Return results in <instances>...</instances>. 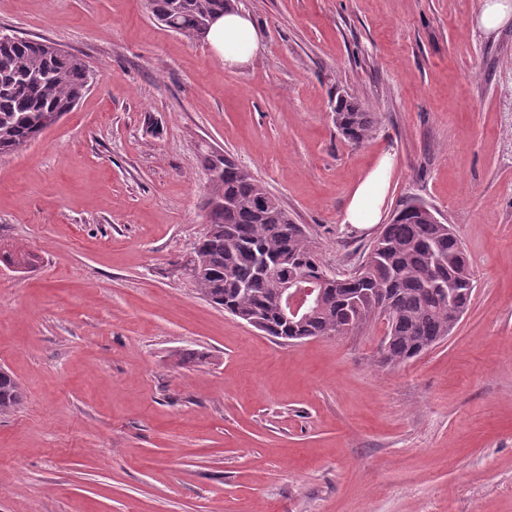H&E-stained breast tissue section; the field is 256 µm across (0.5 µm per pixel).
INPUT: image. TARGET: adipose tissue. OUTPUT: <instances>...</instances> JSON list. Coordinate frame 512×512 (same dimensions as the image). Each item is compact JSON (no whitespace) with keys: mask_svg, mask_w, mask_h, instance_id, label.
I'll return each instance as SVG.
<instances>
[{"mask_svg":"<svg viewBox=\"0 0 512 512\" xmlns=\"http://www.w3.org/2000/svg\"><path fill=\"white\" fill-rule=\"evenodd\" d=\"M208 41L228 68L247 64L261 48L254 23L238 12L219 18L210 29ZM391 166V155L383 154L375 168L352 189L342 214L343 223L359 229L379 223Z\"/></svg>","mask_w":512,"mask_h":512,"instance_id":"ef3b65f1","label":"adipose tissue"}]
</instances>
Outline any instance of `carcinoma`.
I'll return each instance as SVG.
<instances>
[{
	"label": "carcinoma",
	"mask_w": 512,
	"mask_h": 512,
	"mask_svg": "<svg viewBox=\"0 0 512 512\" xmlns=\"http://www.w3.org/2000/svg\"><path fill=\"white\" fill-rule=\"evenodd\" d=\"M153 16L189 40L200 24L237 10L236 0H147ZM54 42L0 32V155L18 153L72 111L94 80L85 62L52 51ZM335 124L355 144L368 141L377 117L356 98L336 99ZM207 180L204 233L193 250L196 292L230 315L284 342L344 336L381 319L387 325L380 364L396 366L446 339L448 310L464 313L474 288L466 252L451 225L428 223L405 205L349 277L329 284L324 305L295 322L284 320L278 296L287 276L324 272L316 246L280 200L246 169L221 152L204 154ZM23 394L0 368V415Z\"/></svg>",
	"instance_id": "obj_1"
}]
</instances>
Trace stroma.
Returning a JSON list of instances; mask_svg holds the SVG:
<instances>
[{
    "instance_id": "obj_1",
    "label": "stroma",
    "mask_w": 512,
    "mask_h": 512,
    "mask_svg": "<svg viewBox=\"0 0 512 512\" xmlns=\"http://www.w3.org/2000/svg\"><path fill=\"white\" fill-rule=\"evenodd\" d=\"M483 0H238L264 50L225 68L145 0H0L95 80L0 156V512H512V22ZM341 94L377 115L355 145ZM280 199L347 275L420 202L474 273L446 340L379 363L386 326L279 342L195 291L200 151ZM394 156L383 222L342 223ZM35 257L24 266L18 258ZM512 19L510 0H483L481 9L474 19V29L489 35ZM22 399L19 384L8 371L0 368V415L13 411Z\"/></svg>"
}]
</instances>
